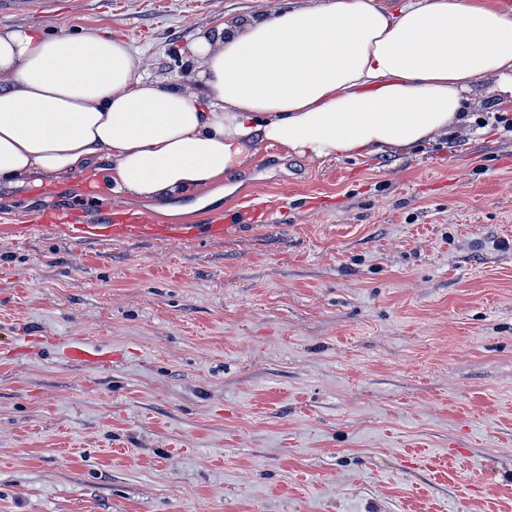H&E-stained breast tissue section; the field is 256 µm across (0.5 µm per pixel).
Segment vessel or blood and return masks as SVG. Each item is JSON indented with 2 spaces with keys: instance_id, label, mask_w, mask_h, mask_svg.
<instances>
[{
  "instance_id": "b4317fda",
  "label": "vessel or blood",
  "mask_w": 512,
  "mask_h": 512,
  "mask_svg": "<svg viewBox=\"0 0 512 512\" xmlns=\"http://www.w3.org/2000/svg\"><path fill=\"white\" fill-rule=\"evenodd\" d=\"M58 0H0V17L14 14H33L48 17L56 13ZM265 211L262 206L250 203L229 213L208 214L204 222L211 236L221 237L228 230L240 224H252L262 220ZM32 224H64L73 236L81 238H107L125 240L130 238H153L180 240L194 234L193 226L187 224H159L153 215L145 210H108L89 217L85 212L69 209H55L28 218ZM66 359L97 367L111 361L112 356L102 350L81 343L68 345L64 350Z\"/></svg>"
}]
</instances>
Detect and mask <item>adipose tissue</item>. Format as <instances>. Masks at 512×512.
Here are the masks:
<instances>
[{"label":"adipose tissue","mask_w":512,"mask_h":512,"mask_svg":"<svg viewBox=\"0 0 512 512\" xmlns=\"http://www.w3.org/2000/svg\"><path fill=\"white\" fill-rule=\"evenodd\" d=\"M187 52V81L165 84L118 39L0 31V187L106 159L114 196L205 204L259 144L316 160L410 148L465 124L489 75L512 107V14L494 0H293Z\"/></svg>","instance_id":"1"}]
</instances>
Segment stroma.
Instances as JSON below:
<instances>
[{
  "label": "stroma",
  "mask_w": 512,
  "mask_h": 512,
  "mask_svg": "<svg viewBox=\"0 0 512 512\" xmlns=\"http://www.w3.org/2000/svg\"><path fill=\"white\" fill-rule=\"evenodd\" d=\"M287 5L63 0L8 24L110 34L165 81L200 32ZM93 179L0 190V512H512V133L323 162L261 144L204 206ZM253 197L268 221L221 239L16 226ZM451 449L441 474L415 456ZM64 356L69 361L81 363L88 367L104 365L112 359V354L81 343L68 345L64 350Z\"/></svg>",
  "instance_id": "1"
}]
</instances>
